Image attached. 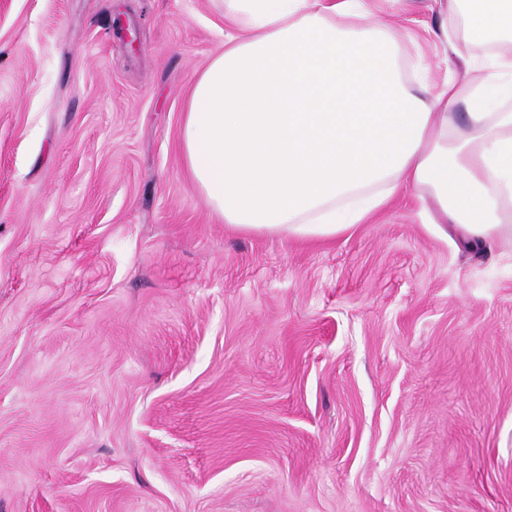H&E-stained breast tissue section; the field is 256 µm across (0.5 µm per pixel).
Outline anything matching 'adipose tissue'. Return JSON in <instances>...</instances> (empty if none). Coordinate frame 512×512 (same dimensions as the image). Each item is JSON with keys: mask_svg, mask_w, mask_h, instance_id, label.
<instances>
[{"mask_svg": "<svg viewBox=\"0 0 512 512\" xmlns=\"http://www.w3.org/2000/svg\"><path fill=\"white\" fill-rule=\"evenodd\" d=\"M215 3L224 51L195 81L180 145L225 224L333 237L411 191L467 251L512 241V0H448L453 53L478 36L498 47L481 81L423 95L404 86L399 46L364 0Z\"/></svg>", "mask_w": 512, "mask_h": 512, "instance_id": "1", "label": "adipose tissue"}]
</instances>
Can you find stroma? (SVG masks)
<instances>
[{"label": "stroma", "mask_w": 512, "mask_h": 512, "mask_svg": "<svg viewBox=\"0 0 512 512\" xmlns=\"http://www.w3.org/2000/svg\"><path fill=\"white\" fill-rule=\"evenodd\" d=\"M370 6L443 80L434 0ZM223 50L212 0H0V512H512V244L411 193L211 216L180 130Z\"/></svg>", "instance_id": "stroma-1"}]
</instances>
